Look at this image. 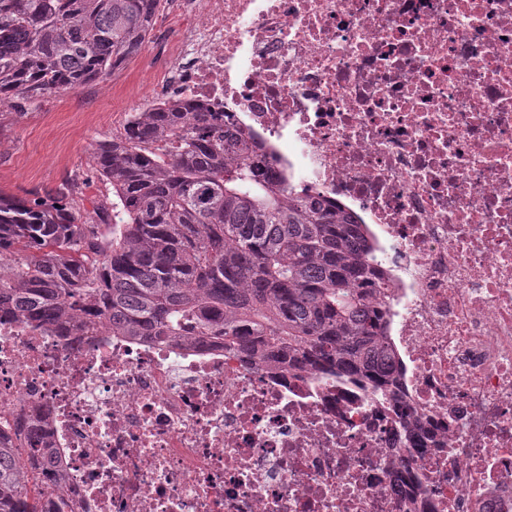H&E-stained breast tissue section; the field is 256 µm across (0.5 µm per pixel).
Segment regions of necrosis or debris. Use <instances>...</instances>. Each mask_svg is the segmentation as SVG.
<instances>
[{"label":"necrosis or debris","mask_w":512,"mask_h":512,"mask_svg":"<svg viewBox=\"0 0 512 512\" xmlns=\"http://www.w3.org/2000/svg\"><path fill=\"white\" fill-rule=\"evenodd\" d=\"M151 103L223 113L352 214L395 408L221 349L0 320V432L44 418L72 512H512V0H167Z\"/></svg>","instance_id":"4bbe7bcc"}]
</instances>
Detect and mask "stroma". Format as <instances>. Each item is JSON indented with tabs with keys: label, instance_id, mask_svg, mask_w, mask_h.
I'll return each instance as SVG.
<instances>
[{
	"label": "stroma",
	"instance_id": "1",
	"mask_svg": "<svg viewBox=\"0 0 512 512\" xmlns=\"http://www.w3.org/2000/svg\"><path fill=\"white\" fill-rule=\"evenodd\" d=\"M155 70L147 44L119 70L81 88L1 106L0 192L44 193L75 174L85 182V209L110 197L111 186L90 170L91 154L99 142L111 139L113 114L146 108Z\"/></svg>",
	"mask_w": 512,
	"mask_h": 512
}]
</instances>
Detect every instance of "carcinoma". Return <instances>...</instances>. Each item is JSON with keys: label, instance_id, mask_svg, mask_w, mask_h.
<instances>
[{"label": "carcinoma", "instance_id": "1", "mask_svg": "<svg viewBox=\"0 0 512 512\" xmlns=\"http://www.w3.org/2000/svg\"><path fill=\"white\" fill-rule=\"evenodd\" d=\"M160 0H0V104L74 90L141 51ZM90 167L112 200L81 212L76 184L0 193V316L59 336L220 345L273 372H317L402 403L380 299L388 287L361 225L294 194L224 132V113L171 102L132 116ZM112 219V236L100 224ZM403 443L422 419L399 413ZM38 429L0 435V512H65V475Z\"/></svg>", "mask_w": 512, "mask_h": 512}]
</instances>
